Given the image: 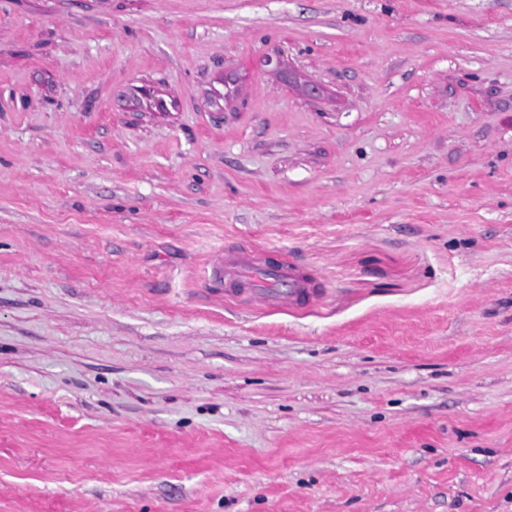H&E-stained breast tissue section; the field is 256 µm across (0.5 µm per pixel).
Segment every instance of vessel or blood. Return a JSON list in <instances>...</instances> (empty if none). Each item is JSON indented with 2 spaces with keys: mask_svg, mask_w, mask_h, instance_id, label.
<instances>
[{
  "mask_svg": "<svg viewBox=\"0 0 512 512\" xmlns=\"http://www.w3.org/2000/svg\"><path fill=\"white\" fill-rule=\"evenodd\" d=\"M211 277L246 280L251 301L274 307L292 297L303 296V289L294 287L288 271L282 267L256 264L247 254L226 253L211 264Z\"/></svg>",
  "mask_w": 512,
  "mask_h": 512,
  "instance_id": "vessel-or-blood-1",
  "label": "vessel or blood"
}]
</instances>
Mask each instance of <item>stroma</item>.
<instances>
[{
  "label": "stroma",
  "mask_w": 512,
  "mask_h": 512,
  "mask_svg": "<svg viewBox=\"0 0 512 512\" xmlns=\"http://www.w3.org/2000/svg\"><path fill=\"white\" fill-rule=\"evenodd\" d=\"M0 512H512V0H0ZM211 277L214 280L225 276L231 279H244L248 288V297L267 307L278 306L290 297L309 296L307 288H292L291 277L283 267L256 264L247 254L226 253L211 263Z\"/></svg>",
  "instance_id": "1"
}]
</instances>
